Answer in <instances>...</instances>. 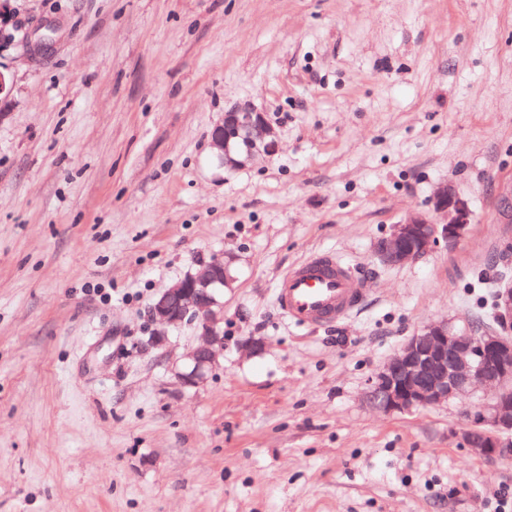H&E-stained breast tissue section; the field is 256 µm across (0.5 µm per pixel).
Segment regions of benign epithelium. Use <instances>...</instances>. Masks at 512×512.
Wrapping results in <instances>:
<instances>
[{
  "label": "benign epithelium",
  "mask_w": 512,
  "mask_h": 512,
  "mask_svg": "<svg viewBox=\"0 0 512 512\" xmlns=\"http://www.w3.org/2000/svg\"><path fill=\"white\" fill-rule=\"evenodd\" d=\"M214 157L224 166L242 167L271 155L278 135L264 113L249 106L224 112V122L211 135ZM436 222L420 213L393 225L374 256L385 266L417 261L440 244H458L473 223V214L449 183L431 200ZM231 277L224 257L217 256L164 289L151 305L161 343L171 328L196 321L199 343L187 353L177 377L185 387L204 381L224 349V308L219 295ZM491 327L473 323L456 329L446 320L425 325L408 337L397 353L371 377L365 398L386 414L436 407L450 401L464 404L458 434L476 456L494 459L512 451V279L497 282Z\"/></svg>",
  "instance_id": "1"
}]
</instances>
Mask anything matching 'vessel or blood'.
I'll return each instance as SVG.
<instances>
[{
    "label": "vessel or blood",
    "mask_w": 512,
    "mask_h": 512,
    "mask_svg": "<svg viewBox=\"0 0 512 512\" xmlns=\"http://www.w3.org/2000/svg\"><path fill=\"white\" fill-rule=\"evenodd\" d=\"M366 277L335 253L318 251L279 278L276 302L288 319L306 327L345 320L368 293Z\"/></svg>",
    "instance_id": "1"
}]
</instances>
